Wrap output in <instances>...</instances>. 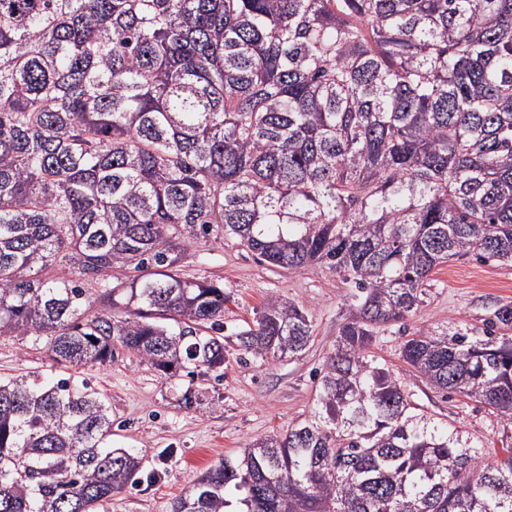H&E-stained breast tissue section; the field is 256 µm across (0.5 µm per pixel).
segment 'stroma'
Wrapping results in <instances>:
<instances>
[{
	"label": "stroma",
	"instance_id": "stroma-1",
	"mask_svg": "<svg viewBox=\"0 0 512 512\" xmlns=\"http://www.w3.org/2000/svg\"><path fill=\"white\" fill-rule=\"evenodd\" d=\"M183 271L191 278L219 281L229 295L224 305L223 377L202 369L191 378L167 379L123 349L110 363L64 370L32 337L0 335L1 378L58 379L69 374L87 380L112 408L113 447L142 456L141 484L113 494L100 512H169L171 502L206 469L258 438L286 432L307 419L327 357L352 314L350 285L327 266L271 268L220 232L195 241ZM272 295L302 306L312 322L310 343L297 357L262 361L237 348L236 332L252 323ZM510 302L511 263L451 261L429 280L418 312L380 328L370 347L400 375L413 404L462 431L491 461L512 448V423L478 401L435 390L412 376L400 351L420 332L481 334L493 308ZM188 389L198 391L199 403L185 404L182 395Z\"/></svg>",
	"mask_w": 512,
	"mask_h": 512
}]
</instances>
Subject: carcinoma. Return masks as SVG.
<instances>
[{"instance_id":"1","label":"carcinoma","mask_w":512,"mask_h":512,"mask_svg":"<svg viewBox=\"0 0 512 512\" xmlns=\"http://www.w3.org/2000/svg\"><path fill=\"white\" fill-rule=\"evenodd\" d=\"M212 231L327 266L354 313L309 418L170 512H512V448L486 460L368 353L440 266L512 263V0H0V335L62 368L118 344L219 371L224 286L180 269ZM311 336L271 295L236 340L265 361ZM401 357L512 421V304ZM141 472L89 382L0 381V512H96Z\"/></svg>"}]
</instances>
